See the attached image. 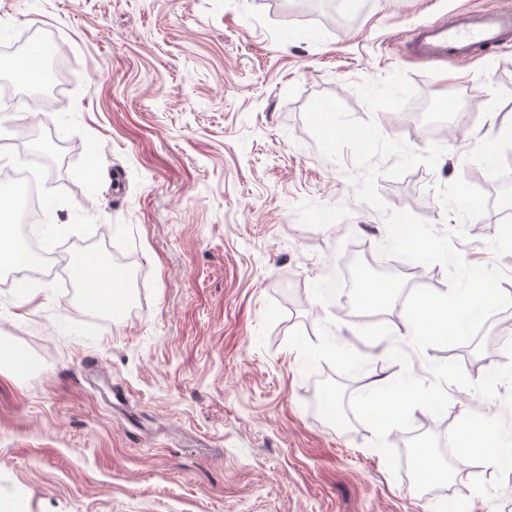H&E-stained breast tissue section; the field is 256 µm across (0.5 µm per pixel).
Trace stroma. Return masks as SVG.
I'll return each mask as SVG.
<instances>
[{"mask_svg": "<svg viewBox=\"0 0 512 512\" xmlns=\"http://www.w3.org/2000/svg\"><path fill=\"white\" fill-rule=\"evenodd\" d=\"M512 0H340L335 11L285 17L281 0H0V28L19 37L0 61V100L43 102L11 111L1 139H22L41 166L47 223L30 265L42 288L19 293L0 269V343L28 357L0 371V503L15 512H503L512 474L494 497L470 482L494 466L468 464L448 493H419L407 468L391 473L368 426L347 415L350 361L360 379H396L393 342L407 343L404 300L424 275L447 291L442 265L401 262L378 273L396 287L372 307L345 294L355 247L375 254L382 214L359 202L345 177L350 152L325 158L304 110L328 94L359 120L415 151L445 147L435 168L380 176L385 203L436 227L464 226L455 246L468 263L512 274V219L469 223L446 214L436 188L464 177L493 181L483 153L512 124V46L471 62L428 68L405 32L459 9ZM48 34L58 91L19 84L12 65ZM406 71L431 102L454 98L472 122L436 113L434 131L395 126L355 91L365 79ZM122 270V309H91L73 261ZM386 316L393 340L364 342L358 316ZM512 308L477 338L433 347L426 360L459 361L480 380L505 357ZM334 390L340 420L322 399ZM124 392L130 424L105 400ZM443 415L420 409L412 432L391 431L405 454L410 434L446 438L466 413L501 414L499 402L455 386Z\"/></svg>", "mask_w": 512, "mask_h": 512, "instance_id": "obj_1", "label": "stroma"}]
</instances>
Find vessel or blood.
Listing matches in <instances>:
<instances>
[{"mask_svg": "<svg viewBox=\"0 0 512 512\" xmlns=\"http://www.w3.org/2000/svg\"><path fill=\"white\" fill-rule=\"evenodd\" d=\"M417 56L427 63L466 60L512 42V9H463L445 23L426 21L408 32Z\"/></svg>", "mask_w": 512, "mask_h": 512, "instance_id": "b4317fda", "label": "vessel or blood"}]
</instances>
